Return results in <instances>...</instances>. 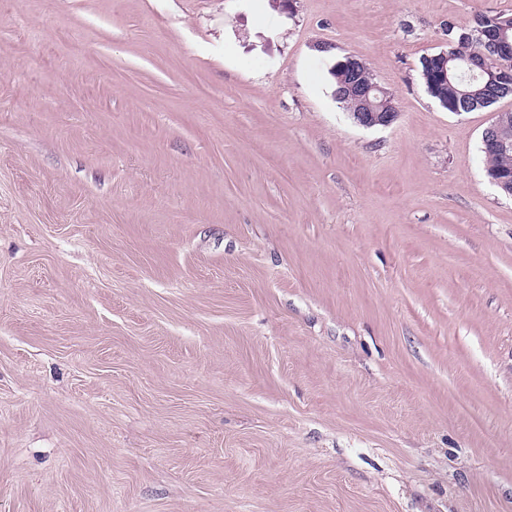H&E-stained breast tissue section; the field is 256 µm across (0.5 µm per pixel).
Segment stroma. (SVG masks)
<instances>
[{
    "mask_svg": "<svg viewBox=\"0 0 512 512\" xmlns=\"http://www.w3.org/2000/svg\"><path fill=\"white\" fill-rule=\"evenodd\" d=\"M489 12L0 0V512H512V96L419 64ZM343 61H345L344 64H347L355 74H358L361 70H368L366 63L359 58H354V56L348 58L343 57L342 60L337 61L330 71V75L334 80V95L336 96V100L342 103L348 111H352L349 112L350 115L354 118V121L361 126L371 128L377 125H391L398 114L395 112V104L392 100V96L380 100V93L385 94L386 92V95L391 94L378 83H366L368 80H371L368 72L362 73L361 79L357 77L349 82V74L347 73L345 65L341 63ZM361 80L366 82H362ZM344 83H348L345 87V94L348 97L354 98L359 104L358 112H356V106L353 101L339 93L342 91V85ZM481 152L484 156L485 171L488 178L491 177V173L501 170H512V151L503 152L494 147L491 142L483 140Z\"/></svg>",
    "mask_w": 512,
    "mask_h": 512,
    "instance_id": "obj_1",
    "label": "stroma"
}]
</instances>
